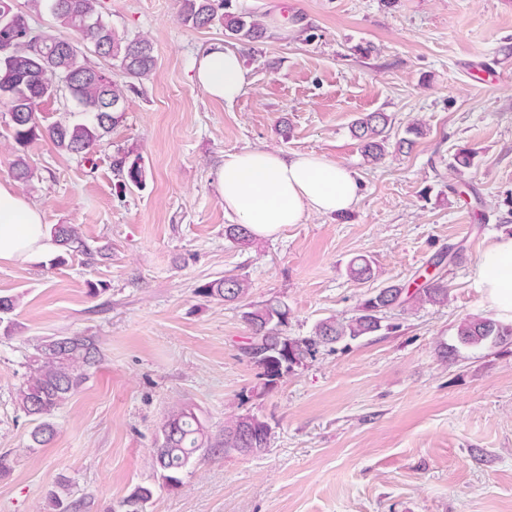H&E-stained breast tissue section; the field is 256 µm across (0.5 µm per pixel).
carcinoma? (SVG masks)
<instances>
[{"label":"carcinoma","instance_id":"cac0c4a2","mask_svg":"<svg viewBox=\"0 0 512 512\" xmlns=\"http://www.w3.org/2000/svg\"><path fill=\"white\" fill-rule=\"evenodd\" d=\"M33 5L47 10L57 26L70 31V35L41 31L37 49L0 51V104L7 107L10 116L8 136L21 149L43 136L67 153L88 155L119 123L127 92L133 89V84L117 81L111 71L91 64L89 54L99 52L124 77L138 80L149 76L156 67L154 47L145 38L118 35L104 22L98 0H33ZM180 16L183 24L193 29L218 23L224 26L225 36L244 45L260 42L267 34V28L252 13L236 7L233 0H180ZM28 28V15L14 10L12 0H0V37L6 30L25 34ZM60 92L75 103L80 118L66 117L45 126L37 105ZM391 125L392 119L384 112L365 113L354 120L351 134L359 142L364 160L378 163L390 148L408 154L424 135L423 126L409 124L393 136ZM113 168L121 189L143 186L145 170L140 157L132 159L130 153H124L114 159ZM52 233L65 254L83 247L72 224H56ZM225 236L238 244H248L252 238L242 224L225 227ZM347 272L359 283L376 276L372 261L363 256L352 258ZM249 288L246 279L230 275L199 286L197 293L225 302H242ZM446 303L448 286L439 278H429L414 288L389 284L367 294L350 318L322 320L308 337L288 335V307L281 302L247 303L241 318L250 336L243 355L261 370L264 385L273 386L314 357L319 348L378 333L385 328L383 315L391 310ZM489 341L511 344L512 326L485 316L466 318L458 326L457 342L462 346L478 347ZM100 358L98 341L78 334L51 337L36 348L29 376L17 393L20 410L38 421L32 433L34 443L46 445L53 440L55 412L83 388L90 368ZM269 440L268 422L255 414L228 418L224 422V440L213 441L193 412L172 411L160 428L153 451L154 466L165 484L175 487L192 459H204L218 448H238L249 453L253 448L267 447ZM152 498L151 488L137 485L112 512H146Z\"/></svg>","mask_w":512,"mask_h":512}]
</instances>
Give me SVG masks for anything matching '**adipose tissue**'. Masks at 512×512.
Listing matches in <instances>:
<instances>
[{
  "instance_id": "1",
  "label": "adipose tissue",
  "mask_w": 512,
  "mask_h": 512,
  "mask_svg": "<svg viewBox=\"0 0 512 512\" xmlns=\"http://www.w3.org/2000/svg\"><path fill=\"white\" fill-rule=\"evenodd\" d=\"M193 81L210 97L233 103L243 93L247 71L240 55L214 43L194 67ZM225 212L257 238L275 236L304 216L353 208L359 183L344 165L315 153L285 154L250 148L225 155L214 173ZM42 211L13 183L0 181V262H25L52 252ZM475 283L499 321L512 323V236H501L481 254Z\"/></svg>"
}]
</instances>
